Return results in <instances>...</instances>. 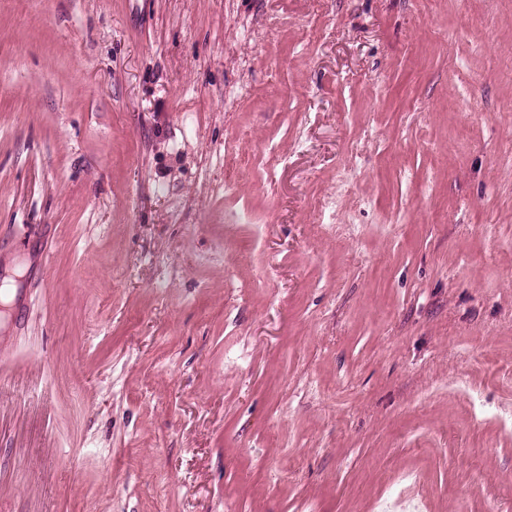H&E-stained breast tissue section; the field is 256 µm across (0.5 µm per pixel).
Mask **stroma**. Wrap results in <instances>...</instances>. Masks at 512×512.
<instances>
[{"label":"stroma","mask_w":512,"mask_h":512,"mask_svg":"<svg viewBox=\"0 0 512 512\" xmlns=\"http://www.w3.org/2000/svg\"><path fill=\"white\" fill-rule=\"evenodd\" d=\"M1 286L0 512H512V0H0Z\"/></svg>","instance_id":"1"}]
</instances>
